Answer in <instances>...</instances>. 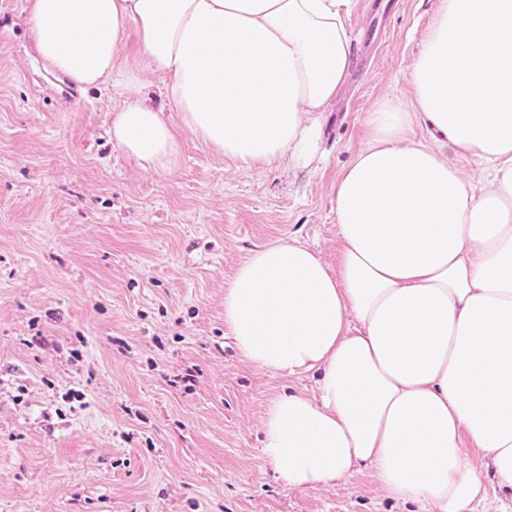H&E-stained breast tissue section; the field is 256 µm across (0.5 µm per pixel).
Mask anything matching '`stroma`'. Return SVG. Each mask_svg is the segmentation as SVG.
I'll list each match as a JSON object with an SVG mask.
<instances>
[{
  "mask_svg": "<svg viewBox=\"0 0 512 512\" xmlns=\"http://www.w3.org/2000/svg\"><path fill=\"white\" fill-rule=\"evenodd\" d=\"M436 0H357L351 76L307 163L249 170L192 135L168 171L113 144L111 85L68 99L37 57L31 0H0V512H415L369 469L293 489L260 459V423L313 373L244 362L224 290L259 246L335 264L336 183L378 100L408 74ZM512 512V487L467 449Z\"/></svg>",
  "mask_w": 512,
  "mask_h": 512,
  "instance_id": "1",
  "label": "stroma"
}]
</instances>
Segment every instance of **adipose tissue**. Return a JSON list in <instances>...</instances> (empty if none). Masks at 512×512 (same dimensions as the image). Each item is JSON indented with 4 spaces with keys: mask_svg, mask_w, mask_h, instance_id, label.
Here are the masks:
<instances>
[{
    "mask_svg": "<svg viewBox=\"0 0 512 512\" xmlns=\"http://www.w3.org/2000/svg\"><path fill=\"white\" fill-rule=\"evenodd\" d=\"M354 0H33L39 57L121 89L112 142L173 167L187 132L246 168L311 156L350 72ZM143 67H120L129 32ZM177 112L149 104L146 74ZM407 99L366 113L336 184L337 267L294 241L253 251L224 290L241 358L318 374L261 419V460L292 488L359 467L418 512H474L466 451L512 486V0H436ZM426 137H417V130ZM486 165L469 175L472 161Z\"/></svg>",
    "mask_w": 512,
    "mask_h": 512,
    "instance_id": "ef3b65f1",
    "label": "adipose tissue"
}]
</instances>
